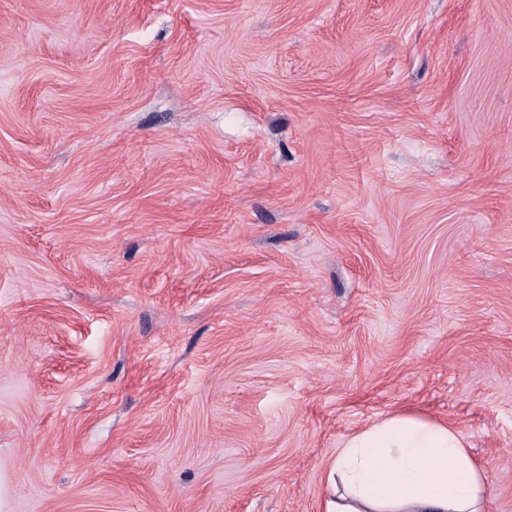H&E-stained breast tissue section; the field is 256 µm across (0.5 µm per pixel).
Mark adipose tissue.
I'll use <instances>...</instances> for the list:
<instances>
[{"instance_id": "1", "label": "adipose tissue", "mask_w": 512, "mask_h": 512, "mask_svg": "<svg viewBox=\"0 0 512 512\" xmlns=\"http://www.w3.org/2000/svg\"><path fill=\"white\" fill-rule=\"evenodd\" d=\"M468 448L448 423L386 416L337 448L324 512H486L487 479Z\"/></svg>"}]
</instances>
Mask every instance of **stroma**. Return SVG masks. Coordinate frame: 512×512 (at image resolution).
Masks as SVG:
<instances>
[{"label":"stroma","mask_w":512,"mask_h":512,"mask_svg":"<svg viewBox=\"0 0 512 512\" xmlns=\"http://www.w3.org/2000/svg\"><path fill=\"white\" fill-rule=\"evenodd\" d=\"M404 411L512 512V0H0V512H324Z\"/></svg>","instance_id":"stroma-1"}]
</instances>
